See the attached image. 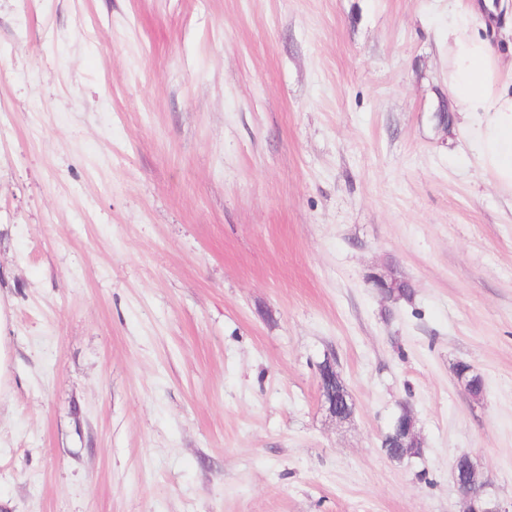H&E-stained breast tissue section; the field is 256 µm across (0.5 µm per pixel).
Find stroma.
<instances>
[{
    "label": "stroma",
    "instance_id": "35a3bbf8",
    "mask_svg": "<svg viewBox=\"0 0 512 512\" xmlns=\"http://www.w3.org/2000/svg\"><path fill=\"white\" fill-rule=\"evenodd\" d=\"M447 17L0 0L7 512H463V455L512 512V193L434 117ZM336 381V369L328 362L320 370V391L325 403L329 404L330 410L336 419L342 420L350 415V403L346 396L338 399L333 385Z\"/></svg>",
    "mask_w": 512,
    "mask_h": 512
}]
</instances>
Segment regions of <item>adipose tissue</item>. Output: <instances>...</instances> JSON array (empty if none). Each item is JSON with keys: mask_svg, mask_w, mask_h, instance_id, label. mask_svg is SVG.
Here are the masks:
<instances>
[{"mask_svg": "<svg viewBox=\"0 0 512 512\" xmlns=\"http://www.w3.org/2000/svg\"><path fill=\"white\" fill-rule=\"evenodd\" d=\"M512 0H448V90L483 165L512 191V66L485 32Z\"/></svg>", "mask_w": 512, "mask_h": 512, "instance_id": "obj_1", "label": "adipose tissue"}]
</instances>
